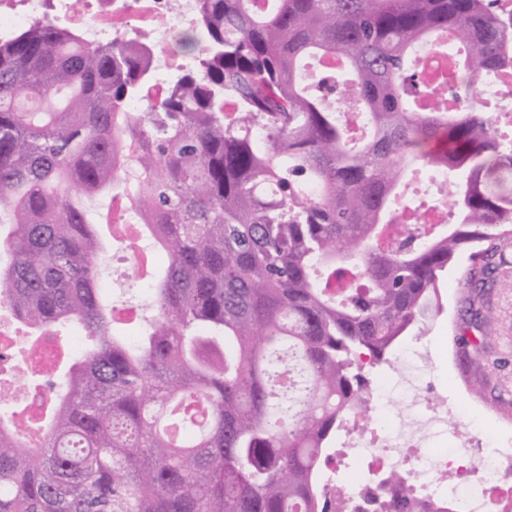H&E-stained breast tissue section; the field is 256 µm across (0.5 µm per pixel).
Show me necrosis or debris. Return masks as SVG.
Wrapping results in <instances>:
<instances>
[{"mask_svg": "<svg viewBox=\"0 0 512 512\" xmlns=\"http://www.w3.org/2000/svg\"><path fill=\"white\" fill-rule=\"evenodd\" d=\"M197 0H0V32L28 25L49 10L62 12L85 44L94 46L147 29L158 65L173 29L193 22ZM481 101L490 103L503 124L512 125V70L487 76ZM18 328L0 318V412L20 425H39L43 391L28 388L27 378L54 369L63 353L81 352L80 337L58 340L42 334L34 351L14 367ZM448 434V393L438 389L426 358L404 347L387 368L376 373L367 408L356 412L345 433L348 456L363 460L377 475L402 470V483L369 488L352 483L341 460H333L327 492H339L344 512H386L388 498L405 495L413 512H512V435L486 440L484 427L466 423L449 454L430 455V442Z\"/></svg>", "mask_w": 512, "mask_h": 512, "instance_id": "1", "label": "necrosis or debris"}]
</instances>
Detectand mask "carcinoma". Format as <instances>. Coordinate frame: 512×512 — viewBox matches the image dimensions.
I'll return each instance as SVG.
<instances>
[{
    "label": "carcinoma",
    "mask_w": 512,
    "mask_h": 512,
    "mask_svg": "<svg viewBox=\"0 0 512 512\" xmlns=\"http://www.w3.org/2000/svg\"><path fill=\"white\" fill-rule=\"evenodd\" d=\"M493 2L198 0L168 42L196 63L165 80L147 47H89L49 16L0 37V301L90 340L63 395L38 384V447L0 419V512H341L322 461L366 404L363 365L442 311L464 250L459 361L493 343L485 297L512 242L509 131L477 97L512 66ZM423 40L462 53L446 95L419 78ZM328 56L339 71L303 84V60ZM421 170L448 174L456 221L396 235ZM108 193L149 216L167 256L138 343L102 301L84 200Z\"/></svg>",
    "instance_id": "cac0c4a2"
}]
</instances>
